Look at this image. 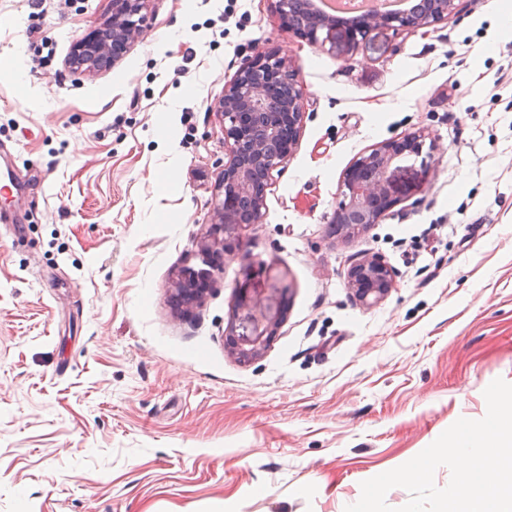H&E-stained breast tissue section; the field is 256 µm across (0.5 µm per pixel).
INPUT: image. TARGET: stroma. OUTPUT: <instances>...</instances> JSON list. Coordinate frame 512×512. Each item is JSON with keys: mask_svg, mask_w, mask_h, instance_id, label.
<instances>
[{"mask_svg": "<svg viewBox=\"0 0 512 512\" xmlns=\"http://www.w3.org/2000/svg\"><path fill=\"white\" fill-rule=\"evenodd\" d=\"M112 0H0V512H344L485 388L512 383V40L494 0L358 48L285 30L273 0H149L112 69L71 72ZM50 37L53 54L36 48ZM299 70L295 152L248 258L200 254L224 170L216 108L256 53ZM422 129L390 172L396 204L334 233L343 174ZM383 255L394 286L345 275ZM205 269L201 303L171 280ZM285 305L256 358L227 342L238 287ZM393 271L380 255H363L346 273L348 288L366 305L379 302L393 287Z\"/></svg>", "mask_w": 512, "mask_h": 512, "instance_id": "obj_1", "label": "stroma"}]
</instances>
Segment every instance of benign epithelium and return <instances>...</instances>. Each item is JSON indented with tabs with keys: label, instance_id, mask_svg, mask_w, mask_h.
Returning a JSON list of instances; mask_svg holds the SVG:
<instances>
[{
	"label": "benign epithelium",
	"instance_id": "7a95c632",
	"mask_svg": "<svg viewBox=\"0 0 512 512\" xmlns=\"http://www.w3.org/2000/svg\"><path fill=\"white\" fill-rule=\"evenodd\" d=\"M148 0H112L111 18L78 36L68 57L71 69L95 73L111 69L141 33ZM459 0H429L432 7L408 12L363 15L351 22L344 38L351 46L365 41L377 28L395 33L416 31L448 19ZM281 25H292L291 0H274ZM342 21L322 22L314 19L296 29L295 35L313 43H333ZM217 115L224 131L227 161L219 182V194L212 224L200 241L202 253L239 255L243 251L241 230L237 223L236 196L249 193L253 204L252 223L263 218L268 179L295 151L304 118L303 95L298 72L276 50L248 60L224 88V98ZM429 134L418 130L377 144L359 156L344 172L343 200L336 207L331 223L343 225L354 236L365 224H377L394 207L396 198L390 189L388 172L406 155H419ZM347 286L366 305L379 302L393 287V271L380 255H363L346 273ZM171 288L188 300H197L204 289L196 282V272L184 270L171 282ZM242 314L231 326L236 337L237 354L255 357L269 337L275 335L281 310L257 309L251 296L250 282L239 286Z\"/></svg>",
	"mask_w": 512,
	"mask_h": 512
}]
</instances>
